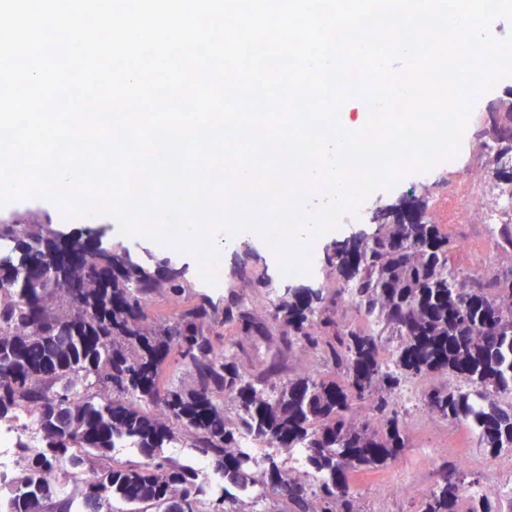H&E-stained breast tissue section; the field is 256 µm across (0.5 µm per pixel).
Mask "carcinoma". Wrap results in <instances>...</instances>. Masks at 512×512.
<instances>
[{"instance_id":"1","label":"carcinoma","mask_w":512,"mask_h":512,"mask_svg":"<svg viewBox=\"0 0 512 512\" xmlns=\"http://www.w3.org/2000/svg\"><path fill=\"white\" fill-rule=\"evenodd\" d=\"M498 155L507 134L486 131ZM497 185L512 188V164L493 163ZM15 250L0 269L34 272L0 281V418L25 406L38 414L44 450L18 451L17 473L0 487L11 512H228L224 499L200 497L183 464L163 448L186 435L224 487H259L272 512H363L353 485L359 474L388 468L406 448V422L392 396L406 378L452 376L469 390L432 386L428 411L446 421H474L477 444L492 456L512 448V272L490 270L457 288L446 269L456 250L441 224L386 215L374 233L336 245L326 256L338 288L285 287L266 314L235 292L218 306L191 292L181 274L143 264L99 243L76 239L74 256L56 262V235L40 223L1 224ZM354 284L359 304L378 310L402 337L398 370L381 367L382 340L347 322L342 289ZM186 307L171 320L149 313L155 295ZM228 336L272 332L312 351L325 371L269 383L273 367L243 375L216 351L215 326ZM176 363L189 382L167 378ZM271 386L275 398L260 396ZM290 450L305 445L325 478L316 497L276 461L261 470L237 453L240 424ZM136 440L139 461L117 462L114 442ZM66 462L88 477L68 495L52 488L47 466ZM418 512H504L501 503L465 495V470L444 461Z\"/></svg>"}]
</instances>
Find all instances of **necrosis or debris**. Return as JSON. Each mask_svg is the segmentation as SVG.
I'll return each instance as SVG.
<instances>
[{
  "label": "necrosis or debris",
  "instance_id": "4bbe7bcc",
  "mask_svg": "<svg viewBox=\"0 0 512 512\" xmlns=\"http://www.w3.org/2000/svg\"><path fill=\"white\" fill-rule=\"evenodd\" d=\"M491 164L489 149L479 150L474 155L473 169L457 172L455 183L448 191L455 215L462 223L478 228L480 237L485 239L495 238L500 225L512 222V189L493 184ZM42 445V432L33 411L23 408L0 420V486L12 482L20 447L39 448ZM237 450L250 456L259 468L268 459L280 460L288 471L300 474L309 487H317L323 480L319 472L309 467L304 449L295 448L288 454H281L276 443L258 439L243 426L238 429ZM184 464L194 472L203 499L223 496L229 500H246L253 512H266L267 503L260 498L256 486L228 490L224 487L223 477L212 473L192 454H185Z\"/></svg>",
  "mask_w": 512,
  "mask_h": 512
}]
</instances>
